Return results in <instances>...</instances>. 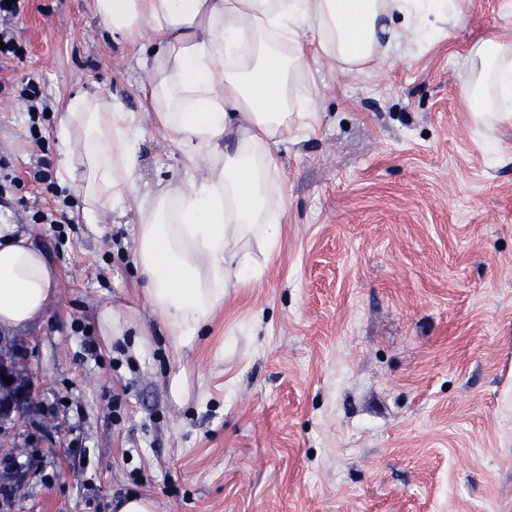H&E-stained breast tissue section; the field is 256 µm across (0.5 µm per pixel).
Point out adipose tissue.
<instances>
[{
  "mask_svg": "<svg viewBox=\"0 0 512 512\" xmlns=\"http://www.w3.org/2000/svg\"><path fill=\"white\" fill-rule=\"evenodd\" d=\"M466 0H92L113 40L138 49L143 107L181 153L183 173L141 193L142 128L106 93L72 98L57 130L62 181L85 224L135 203L132 262L180 353L231 289L260 282L281 245L287 194L279 147L318 120L314 66L356 77L399 46L456 26ZM461 98L474 119L512 113V42L471 51ZM205 159L203 178L185 173ZM57 297V273L30 235L0 225V328L24 329Z\"/></svg>",
  "mask_w": 512,
  "mask_h": 512,
  "instance_id": "ef3b65f1",
  "label": "adipose tissue"
}]
</instances>
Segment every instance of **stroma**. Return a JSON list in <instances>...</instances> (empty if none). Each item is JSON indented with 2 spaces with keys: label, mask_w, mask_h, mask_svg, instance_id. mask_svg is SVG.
<instances>
[{
  "label": "stroma",
  "mask_w": 512,
  "mask_h": 512,
  "mask_svg": "<svg viewBox=\"0 0 512 512\" xmlns=\"http://www.w3.org/2000/svg\"><path fill=\"white\" fill-rule=\"evenodd\" d=\"M13 30L25 58L0 82L33 81L50 110L0 98V224L30 234L59 298L5 334L37 398L7 422L0 465L23 477L0 512H111L129 493L157 512H512V115L481 127L461 101L470 50L512 42V0H468L368 75L320 61V120L281 147L282 249L178 356L132 264L135 209L93 232L72 186L34 178L58 164L67 102L98 91L141 115L144 188L179 170L135 49L91 0H28ZM108 303L131 316L125 344L148 335L133 367L100 332Z\"/></svg>",
  "instance_id": "35a3bbf8"
}]
</instances>
